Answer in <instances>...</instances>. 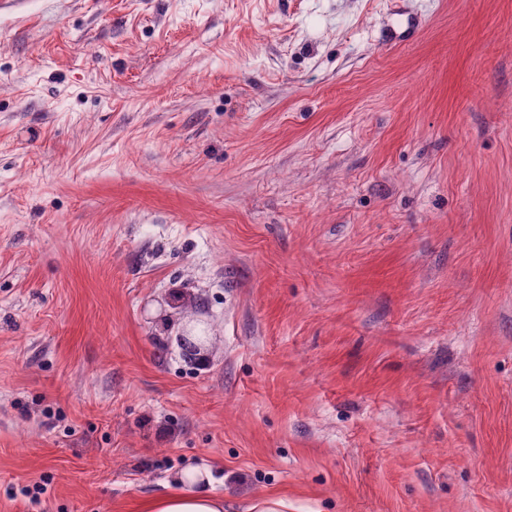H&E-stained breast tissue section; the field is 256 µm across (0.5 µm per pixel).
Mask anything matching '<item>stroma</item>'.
Instances as JSON below:
<instances>
[{
    "label": "stroma",
    "mask_w": 512,
    "mask_h": 512,
    "mask_svg": "<svg viewBox=\"0 0 512 512\" xmlns=\"http://www.w3.org/2000/svg\"><path fill=\"white\" fill-rule=\"evenodd\" d=\"M196 467L512 512V0H0V512Z\"/></svg>",
    "instance_id": "35a3bbf8"
}]
</instances>
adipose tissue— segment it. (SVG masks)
<instances>
[{"label": "adipose tissue", "instance_id": "ef3b65f1", "mask_svg": "<svg viewBox=\"0 0 512 512\" xmlns=\"http://www.w3.org/2000/svg\"><path fill=\"white\" fill-rule=\"evenodd\" d=\"M174 483L173 491L148 501L143 512H224V497L213 491L207 471H185Z\"/></svg>", "mask_w": 512, "mask_h": 512}]
</instances>
